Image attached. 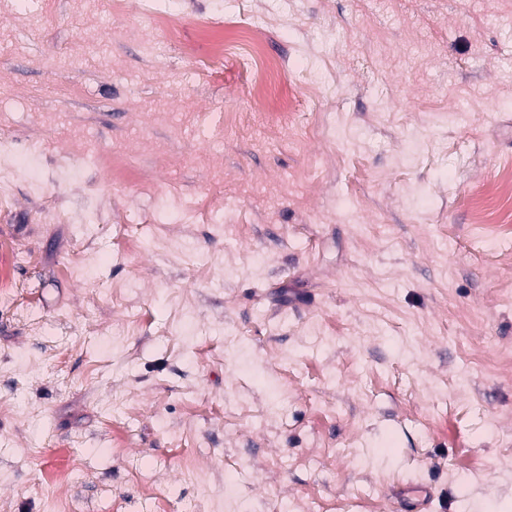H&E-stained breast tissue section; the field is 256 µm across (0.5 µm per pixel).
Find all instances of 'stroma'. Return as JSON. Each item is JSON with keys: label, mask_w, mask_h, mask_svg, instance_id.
I'll list each match as a JSON object with an SVG mask.
<instances>
[{"label": "stroma", "mask_w": 512, "mask_h": 512, "mask_svg": "<svg viewBox=\"0 0 512 512\" xmlns=\"http://www.w3.org/2000/svg\"><path fill=\"white\" fill-rule=\"evenodd\" d=\"M164 2L224 22L223 59L148 0H0V137L42 182L0 199V512H153L145 483L167 512L229 483L247 512H404L402 484L512 512V368L483 364L512 354V237L473 222L512 170V0Z\"/></svg>", "instance_id": "35a3bbf8"}]
</instances>
